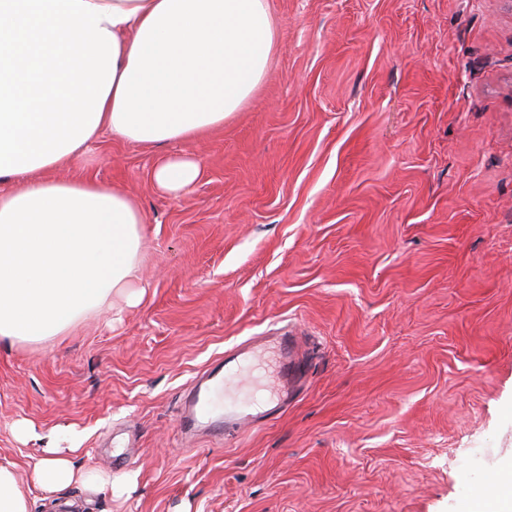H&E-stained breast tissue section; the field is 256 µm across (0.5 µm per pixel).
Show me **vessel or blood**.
Wrapping results in <instances>:
<instances>
[{
    "label": "vessel or blood",
    "mask_w": 512,
    "mask_h": 512,
    "mask_svg": "<svg viewBox=\"0 0 512 512\" xmlns=\"http://www.w3.org/2000/svg\"><path fill=\"white\" fill-rule=\"evenodd\" d=\"M303 372L294 340L285 334L227 350L223 364L186 390L179 409L182 426L222 433L256 425L287 403ZM219 396L224 399L220 410L214 404Z\"/></svg>",
    "instance_id": "vessel-or-blood-1"
}]
</instances>
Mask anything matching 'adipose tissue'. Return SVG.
<instances>
[{
	"mask_svg": "<svg viewBox=\"0 0 512 512\" xmlns=\"http://www.w3.org/2000/svg\"><path fill=\"white\" fill-rule=\"evenodd\" d=\"M274 42L267 0H0V338L46 343L140 296L141 208L122 186L52 170L107 133L176 145L152 178L189 191L201 166L179 145L243 107ZM79 452L45 448L33 484L88 482Z\"/></svg>",
	"mask_w": 512,
	"mask_h": 512,
	"instance_id": "adipose-tissue-1",
	"label": "adipose tissue"
}]
</instances>
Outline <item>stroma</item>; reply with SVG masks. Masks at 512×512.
I'll return each instance as SVG.
<instances>
[{
	"instance_id": "35a3bbf8",
	"label": "stroma",
	"mask_w": 512,
	"mask_h": 512,
	"mask_svg": "<svg viewBox=\"0 0 512 512\" xmlns=\"http://www.w3.org/2000/svg\"><path fill=\"white\" fill-rule=\"evenodd\" d=\"M269 70L187 152L102 135L61 179L127 188L147 290L52 344L0 339V459L32 512H462L512 462V0H268ZM291 332L306 371L274 419L183 431L225 350ZM75 430L111 489L32 486ZM201 176L197 159L182 152L170 153L153 167L154 183L167 193L179 195L189 191Z\"/></svg>"
}]
</instances>
